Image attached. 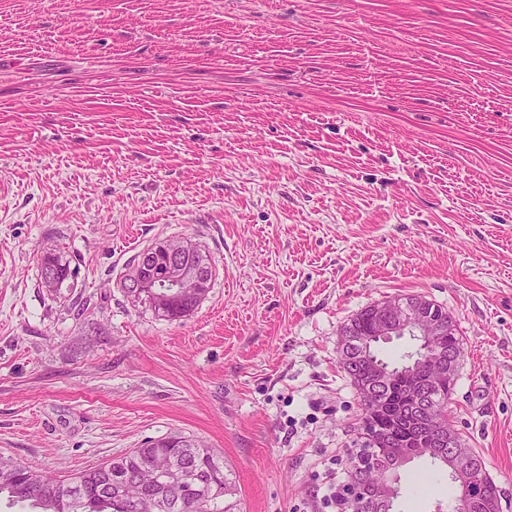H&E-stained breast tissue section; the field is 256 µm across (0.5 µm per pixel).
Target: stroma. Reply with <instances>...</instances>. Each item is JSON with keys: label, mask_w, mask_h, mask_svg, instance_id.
<instances>
[{"label": "stroma", "mask_w": 512, "mask_h": 512, "mask_svg": "<svg viewBox=\"0 0 512 512\" xmlns=\"http://www.w3.org/2000/svg\"><path fill=\"white\" fill-rule=\"evenodd\" d=\"M177 237L214 276L171 321L121 282ZM406 294L459 327L448 420L512 512V0H0V457L181 433L236 512H310L359 432L340 329ZM455 493L417 459L397 510ZM41 277L45 284V275L49 269L57 270V278L53 283L45 284L48 288H62L64 284L69 286L74 280V272L71 269L70 261L64 259L62 255L55 253L41 257L40 261ZM71 287V285L69 286Z\"/></svg>", "instance_id": "1"}]
</instances>
